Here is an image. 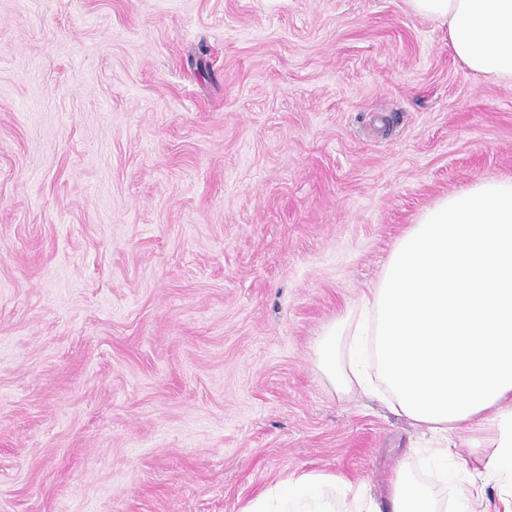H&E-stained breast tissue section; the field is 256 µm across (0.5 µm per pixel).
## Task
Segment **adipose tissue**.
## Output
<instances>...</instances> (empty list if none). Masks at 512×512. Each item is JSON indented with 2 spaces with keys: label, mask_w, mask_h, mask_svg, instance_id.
I'll return each mask as SVG.
<instances>
[{
  "label": "adipose tissue",
  "mask_w": 512,
  "mask_h": 512,
  "mask_svg": "<svg viewBox=\"0 0 512 512\" xmlns=\"http://www.w3.org/2000/svg\"><path fill=\"white\" fill-rule=\"evenodd\" d=\"M408 10L448 29L454 55L486 80L512 82V0H405ZM349 351L347 369L336 362ZM332 387L378 380L393 409L413 421L450 463L462 435L476 460L456 486V504L437 500L400 465L390 512H512V493L490 505V478L512 484V181L481 180L439 199L394 245L376 288L342 330L316 343ZM335 475L289 476L246 512H336Z\"/></svg>",
  "instance_id": "obj_1"
}]
</instances>
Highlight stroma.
I'll return each mask as SVG.
<instances>
[{"label":"stroma","instance_id":"stroma-1","mask_svg":"<svg viewBox=\"0 0 512 512\" xmlns=\"http://www.w3.org/2000/svg\"><path fill=\"white\" fill-rule=\"evenodd\" d=\"M512 179V82L404 0H0V512L388 496L422 434L316 341L438 199ZM336 475L310 472L289 476L259 494L246 512H335Z\"/></svg>","mask_w":512,"mask_h":512}]
</instances>
